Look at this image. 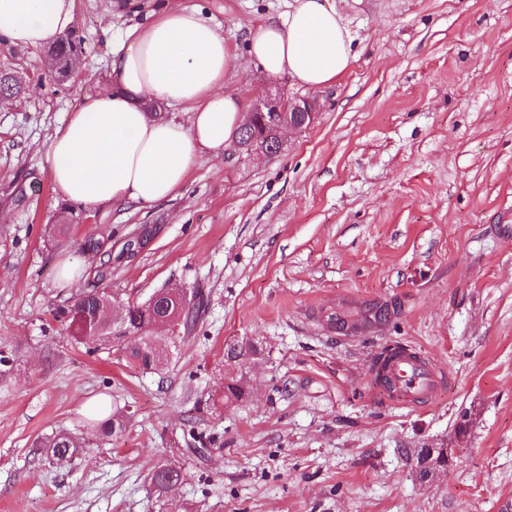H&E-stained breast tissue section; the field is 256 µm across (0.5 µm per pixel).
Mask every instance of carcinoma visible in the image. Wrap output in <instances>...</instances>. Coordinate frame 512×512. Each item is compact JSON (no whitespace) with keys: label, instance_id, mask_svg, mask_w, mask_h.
Listing matches in <instances>:
<instances>
[{"label":"carcinoma","instance_id":"1","mask_svg":"<svg viewBox=\"0 0 512 512\" xmlns=\"http://www.w3.org/2000/svg\"><path fill=\"white\" fill-rule=\"evenodd\" d=\"M51 52L63 62H68L82 52L81 42L72 40L55 44ZM268 114H257L250 130L236 132L235 138L256 137L267 144L271 155L280 152V147L268 125ZM106 239L90 234L80 244L84 254L95 252L101 256L100 269L94 283L73 298L71 304L58 309L54 319L68 324L71 340L88 346L94 353L100 346H120L125 349L128 362L141 370L152 371L167 362L169 348L177 347L194 328L202 303L196 295L185 297L179 288L161 289L147 301L137 302L109 294L99 287L112 262L124 258L129 247L125 246L117 255L104 248ZM158 319H165L172 325V335L153 336L151 325ZM92 438L117 435L122 432L123 420L120 412H113L104 420L89 421ZM91 438L73 437L56 433L45 437L40 444L48 457L58 462H69L84 449L90 447ZM150 483L159 498L165 497L173 487L184 481L180 467L160 464L149 472Z\"/></svg>","mask_w":512,"mask_h":512}]
</instances>
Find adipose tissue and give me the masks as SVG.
Segmentation results:
<instances>
[{
	"mask_svg": "<svg viewBox=\"0 0 512 512\" xmlns=\"http://www.w3.org/2000/svg\"><path fill=\"white\" fill-rule=\"evenodd\" d=\"M77 22L76 0H0V40L20 48L54 41ZM353 37L330 0H291L253 26L244 60L266 77L317 90L351 67ZM241 59L194 8L174 0L128 30L102 90L85 95L47 147L55 191L82 204L150 207L174 197L202 151L223 156L245 120L230 79ZM160 101L185 120L149 117Z\"/></svg>",
	"mask_w": 512,
	"mask_h": 512,
	"instance_id": "1",
	"label": "adipose tissue"
}]
</instances>
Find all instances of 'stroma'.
I'll return each instance as SVG.
<instances>
[{
	"mask_svg": "<svg viewBox=\"0 0 512 512\" xmlns=\"http://www.w3.org/2000/svg\"><path fill=\"white\" fill-rule=\"evenodd\" d=\"M162 0H76L77 76L54 80L47 48L0 43V70L26 83L0 108V512H504L512 502V0H334L358 53L312 91L254 68L231 84L314 95L316 122L248 162L202 152L176 197L152 207L62 199L47 144L100 89L111 51ZM244 51L248 30L289 0H182ZM71 222V237H49ZM148 246L113 266L107 289L146 301L199 288L202 320L160 371L120 347L87 354L54 312L83 291L63 260L88 234L113 249L143 226ZM392 302L377 331L343 336L329 306ZM256 345L228 360L227 344ZM423 349L449 389L423 408L371 391L370 358ZM249 395L228 405L224 379ZM125 414L120 436L68 463L37 441L87 432L89 402ZM446 448L422 482L417 454ZM184 482L154 506L148 471Z\"/></svg>",
	"mask_w": 512,
	"mask_h": 512,
	"instance_id": "obj_1",
	"label": "stroma"
}]
</instances>
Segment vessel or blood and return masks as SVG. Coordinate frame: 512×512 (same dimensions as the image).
<instances>
[{
    "label": "vessel or blood",
    "instance_id": "1",
    "mask_svg": "<svg viewBox=\"0 0 512 512\" xmlns=\"http://www.w3.org/2000/svg\"><path fill=\"white\" fill-rule=\"evenodd\" d=\"M372 390L389 403L428 406L446 387L438 362L414 347H389L374 355L368 374Z\"/></svg>",
    "mask_w": 512,
    "mask_h": 512
}]
</instances>
